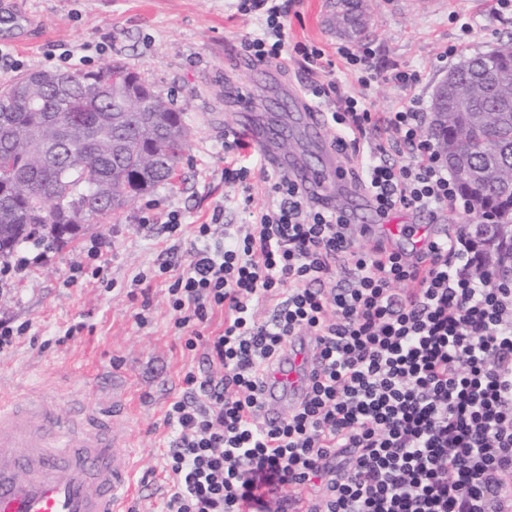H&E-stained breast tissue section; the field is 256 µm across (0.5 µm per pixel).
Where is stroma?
Segmentation results:
<instances>
[{
	"mask_svg": "<svg viewBox=\"0 0 512 512\" xmlns=\"http://www.w3.org/2000/svg\"><path fill=\"white\" fill-rule=\"evenodd\" d=\"M372 21L360 35L378 67L412 68L417 89L431 101L448 72L440 52L457 42L462 22L473 30L461 56L493 49L512 37V11L493 0H366ZM35 23L13 26L0 13V85L33 70H66V54L91 71L118 60L185 110L193 135L173 182H165L119 217L90 225L76 240L44 243L46 263L0 274V320L22 331L0 351V398L55 396L66 403L79 395L92 405L122 400L126 407L137 512H160L168 486L163 450L168 404L181 395L187 369H202V350L184 347L168 306L169 276L158 265L183 267L194 245L196 225L210 222L216 208L223 221L241 224V188L224 180V125L250 109L267 118L285 113L289 89H303L309 76L298 62L264 65L240 54L239 38L256 27L237 10V0H18ZM325 0H301L289 15V43L310 42L333 50L341 39L325 21ZM182 216L172 236L162 226L171 211ZM108 242V265L92 247ZM145 276L135 286L136 276ZM144 313L137 324L135 313Z\"/></svg>",
	"mask_w": 512,
	"mask_h": 512,
	"instance_id": "35a3bbf8",
	"label": "stroma"
}]
</instances>
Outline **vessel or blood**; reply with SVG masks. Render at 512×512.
<instances>
[{
  "mask_svg": "<svg viewBox=\"0 0 512 512\" xmlns=\"http://www.w3.org/2000/svg\"><path fill=\"white\" fill-rule=\"evenodd\" d=\"M291 124L304 129L319 163L278 150L279 126L240 114L224 126L225 136L247 130L252 142L276 170L293 179L311 200L326 206L347 199L351 221L372 210L369 196L349 180L341 156L329 145L320 113L289 91ZM362 232L386 249L410 243L414 254L448 234L444 224H397L376 215ZM314 340L290 337L262 392L265 415L274 419L305 398L316 365ZM120 407L96 408L80 399L60 407L52 398L0 401V512H127L131 465Z\"/></svg>",
  "mask_w": 512,
  "mask_h": 512,
  "instance_id": "vessel-or-blood-1",
  "label": "vessel or blood"
}]
</instances>
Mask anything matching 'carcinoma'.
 <instances>
[{
	"mask_svg": "<svg viewBox=\"0 0 512 512\" xmlns=\"http://www.w3.org/2000/svg\"><path fill=\"white\" fill-rule=\"evenodd\" d=\"M453 71L477 82V92L459 106L448 83V128L437 147L462 196H481L479 212L512 225V192L491 183L478 188L467 176L473 166L512 175V84L505 88L500 79L512 74V39ZM44 74L0 87V259L37 235L62 242L123 210L175 173L190 137L182 112L120 61L67 73L62 95ZM131 89L140 101L134 112L122 104ZM480 112L499 117L482 123Z\"/></svg>",
	"mask_w": 512,
	"mask_h": 512,
	"instance_id": "cac0c4a2",
	"label": "carcinoma"
}]
</instances>
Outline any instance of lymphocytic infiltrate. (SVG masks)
Segmentation results:
<instances>
[{
	"mask_svg": "<svg viewBox=\"0 0 512 512\" xmlns=\"http://www.w3.org/2000/svg\"><path fill=\"white\" fill-rule=\"evenodd\" d=\"M291 0H240L255 17L241 35L255 64L302 60L312 108L331 104L333 145L357 163L355 180L377 212L466 209L426 129L418 71L383 70L368 45L335 55L288 43ZM366 89L383 80L410 96L375 112L334 80L336 60ZM242 139L224 144V180L240 184L251 220L200 224L187 265L167 288L187 350L205 345L207 371L188 370L168 406L165 512H512V286L489 287L481 255L454 235L428 265L402 250L365 252L340 207L312 203L299 185L253 155L269 200L255 205ZM223 241H216V232ZM349 270L332 283L335 262ZM273 313L258 320L259 305ZM224 325L210 333L214 311ZM313 336L318 371L306 400L276 427L261 386L290 336Z\"/></svg>",
	"mask_w": 512,
	"mask_h": 512,
	"instance_id": "1",
	"label": "lymphocytic infiltrate"
}]
</instances>
